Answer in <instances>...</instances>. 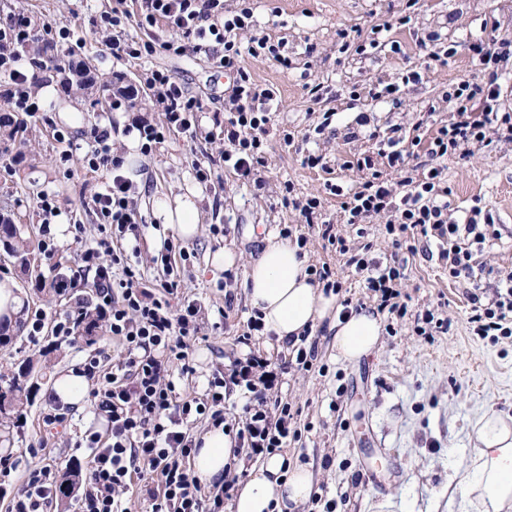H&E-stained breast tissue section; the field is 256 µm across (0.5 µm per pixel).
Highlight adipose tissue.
Listing matches in <instances>:
<instances>
[{"instance_id": "ef3b65f1", "label": "adipose tissue", "mask_w": 512, "mask_h": 512, "mask_svg": "<svg viewBox=\"0 0 512 512\" xmlns=\"http://www.w3.org/2000/svg\"><path fill=\"white\" fill-rule=\"evenodd\" d=\"M157 217L182 238H192L198 231L199 214L191 196L181 197L173 207L160 205ZM305 264L297 244L272 236L245 272L244 288L252 307L260 312L265 332L282 344L300 340L304 330L330 315L338 300L310 283ZM332 328L337 361L353 364L381 347L382 316L375 309H359L336 320ZM471 439L469 463L449 494H461L462 512H512V418L493 411L484 414L473 423ZM201 441L193 456V474L211 487L221 483L236 462L235 439L223 427L213 426ZM313 484L309 467L272 454L238 485L230 507L232 512H283L288 504L304 503Z\"/></svg>"}]
</instances>
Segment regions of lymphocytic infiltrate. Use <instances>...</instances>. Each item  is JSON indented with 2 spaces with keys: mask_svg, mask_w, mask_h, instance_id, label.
<instances>
[{
  "mask_svg": "<svg viewBox=\"0 0 512 512\" xmlns=\"http://www.w3.org/2000/svg\"><path fill=\"white\" fill-rule=\"evenodd\" d=\"M252 17L246 4L236 14L225 15L224 0H114L110 10L100 12L96 26L101 31L126 25L142 30L139 38L107 39L110 55L118 60H141L160 49L175 56L192 51L212 55L217 67L235 70V85L224 101V166L260 188L264 185L259 174L264 138L276 97L272 89L255 83L241 57L246 53L275 56L279 50L263 37L251 38L249 48H241L238 37L249 29ZM82 45L63 23H39L23 11L0 17V98L15 111L39 112L29 65L62 77L73 67ZM470 51L487 80L480 85L462 78L444 92V99L454 103L457 118L434 137L428 150L433 165L421 179L390 182L365 157L356 166L369 169L370 175L356 191L345 197L339 185L329 187L331 194L343 198L346 223L364 224L389 215L385 229L394 237L389 259L382 263L357 254L349 262L363 274L379 310L399 317L406 312L400 301L405 261L399 249L412 254L417 240L437 239L444 244L441 256L448 262L449 277L468 279L474 274L473 245L502 237L492 212L479 205L453 215L439 165L448 154L467 156L485 146L493 122H501L506 138L512 139V113L503 109L499 84L503 70L512 65V35L473 43ZM114 80L117 88L108 107L113 112L132 113L130 127L138 134L142 154H150L171 134L192 141L200 137L197 114L205 106L187 95L168 71L157 69L147 78L153 102L163 115L159 123L136 115L138 91L125 84L122 72H115ZM84 137L86 145L79 153L63 151L55 164L69 177L78 167L91 173L102 169L112 173L111 181L91 197L99 224L110 227L111 236L84 242V227L78 224L74 240L80 245L78 270L90 278L96 293L95 311L112 340L120 344L122 358L105 374L94 358L83 367L84 374L97 381L91 396L107 414L109 437L101 439L90 429L84 433L89 469L77 512H127L122 496L130 491L148 502L150 512H224L234 482L225 480L211 494H202L188 468L196 451L188 432L190 423L201 419L224 426L235 432L240 447L256 456L274 453L288 441L300 439L291 403L270 398L269 392L275 372L309 370L315 353L301 346L292 348L274 372L268 359L250 353L213 373L202 396L178 397L172 372L177 369L187 376L194 372L191 355L200 333L201 307L187 299L180 308H172L169 297L177 293V284L167 283L163 294H156L131 264V255L138 252L135 239L145 220L131 183L120 173L124 159L108 128L92 124ZM128 236L133 239L129 245L124 242ZM117 239L122 240V247H114ZM469 302L471 335L494 343L512 338V272L498 282L491 298L473 292ZM230 385L240 387L246 399L239 420L228 416L224 408ZM28 454L37 464L29 469L23 489L12 496L9 512H50L61 488L57 468L41 460L40 449H29Z\"/></svg>",
  "mask_w": 512,
  "mask_h": 512,
  "instance_id": "obj_1",
  "label": "lymphocytic infiltrate"
}]
</instances>
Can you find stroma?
<instances>
[{
    "label": "stroma",
    "instance_id": "obj_1",
    "mask_svg": "<svg viewBox=\"0 0 512 512\" xmlns=\"http://www.w3.org/2000/svg\"><path fill=\"white\" fill-rule=\"evenodd\" d=\"M9 2L12 11L27 12L35 20L68 24L84 40L81 59L91 60L97 73L122 70L126 84L139 91V113L145 118H162L146 85V73L151 69L169 71L190 95L205 104L199 120L210 133L208 139L192 144L173 135L150 155H137L126 166L147 222L139 239L136 265L152 284L179 282L181 295L201 305V332L192 353L195 372L176 381L178 392L196 396L203 394L216 369L247 351L259 352L274 363L288 353L287 346L261 332L252 336L249 345L237 341L252 313L243 290L247 263L259 257L268 234L300 224L297 212L281 204L283 184H291L296 198L315 194L322 199L321 223L301 224L308 239V263L331 268L342 285L340 299L375 304L362 274L349 265L348 257L366 252L377 258L391 252L385 221L380 218L361 229L344 223L341 199L325 190V183H338L347 190L358 187L365 174L347 168L346 163L360 154L386 169V160L380 155L382 140L396 124L406 140L421 138L414 151L425 154L427 142L438 129L456 118L452 105L441 99L449 83L462 77L476 82L483 78L472 64L469 44L497 32L512 33V0H251L252 34L267 38L278 46L280 57L288 59L283 65L280 58L269 56L242 58L255 82L274 88L282 101L272 115L266 138V164L260 170L265 186L259 190L224 169L221 120L233 76L218 69L210 57L202 53L177 57L160 50L147 59L118 64L105 53L104 39L93 25L111 0ZM404 15L410 16V23L397 25V17ZM385 23L391 26L387 37L399 44V52L386 48L364 58L350 51L338 53L341 30L366 35ZM433 32L440 35L442 44L457 47L447 65L425 72L419 84L407 87L401 108L371 99V88L394 82L406 68L421 64L424 51L420 42ZM317 84L326 88L327 99L312 98L310 89ZM106 93L100 86L82 97L57 92L55 100L44 102L41 112L32 116L22 137L10 140L0 135V210L10 213L15 223L33 227L35 242L43 240L39 232L42 219L35 210L36 197L43 190L57 194L66 224H83L89 238L98 234L90 199L112 174L79 170L72 178H63L55 160L68 142L59 141L55 132L67 131L69 141L81 139L80 131L71 129L62 118L57 108L61 101L81 113L84 124L117 121V113L100 111L97 105ZM329 110L335 116L325 128L321 122ZM361 113L367 115V125L356 124ZM285 130L295 135L288 145L280 137ZM17 154L23 161L15 165L11 159ZM310 154L323 155L326 168L304 166L303 159ZM197 160L214 162L222 173L223 191L198 189L192 175ZM443 165L452 206L466 208L474 199H481L500 224L502 238L477 254L481 269L473 281L449 278L439 242H431L410 257L402 281L407 313L394 320V332L384 333L378 355L356 364L337 362L329 325L322 322L310 335L316 343L312 368L277 377L272 396L288 400L300 410L297 427L301 438L290 442L288 456L310 465L314 473L312 499L302 512H323L328 501L335 502V512H447L448 482L471 455V424L489 411L512 417V339L494 344L469 335L466 328L468 295L473 288L494 287L499 276L512 272V142L496 137L472 156L452 155ZM190 189L197 193L200 224L197 234L185 240L163 228L154 204L159 199L175 201ZM325 221L346 238L348 253H340L323 239L321 224ZM215 224L226 225L227 234L213 235L210 228ZM159 238L174 244L164 266L152 262L158 253L154 242ZM223 247L241 257L230 271L234 280L228 286L223 283L225 273L210 263L212 254ZM4 277L16 281L29 315L39 309L52 317L66 311L73 299L93 294L89 282L78 280L67 296L43 297L13 259L0 252V279ZM428 311L452 319L448 334L431 341L419 336L417 318ZM219 316L224 326L217 329L213 323ZM93 354L100 356L107 372L121 358L119 347L106 340L88 346L49 332L35 344L21 336L0 347V374L27 359L33 360L37 369L24 431L0 445V457L18 463L5 484L8 494L23 485L28 445L44 444L60 472L86 467L87 454L78 443L87 429L106 432L104 412L87 403L83 412L71 413L67 427L53 430L45 426L43 417L55 407L54 380L64 371L81 368Z\"/></svg>",
    "mask_w": 512,
    "mask_h": 512
}]
</instances>
